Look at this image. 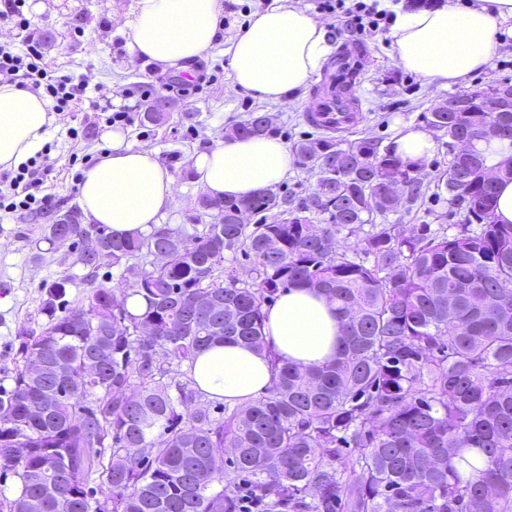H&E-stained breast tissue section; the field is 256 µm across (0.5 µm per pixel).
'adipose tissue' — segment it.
Masks as SVG:
<instances>
[{"label":"adipose tissue","mask_w":512,"mask_h":512,"mask_svg":"<svg viewBox=\"0 0 512 512\" xmlns=\"http://www.w3.org/2000/svg\"><path fill=\"white\" fill-rule=\"evenodd\" d=\"M221 0H136L129 55L175 72L219 40ZM512 37V0H442L433 8L397 11L391 37L405 72L448 88L488 71ZM330 52L327 29L300 0H274L253 12L225 49L236 91L279 103L307 87ZM52 123L47 101L12 83L0 84V170L19 167L42 149ZM107 153L82 171L79 204L90 222L124 235L150 231L170 203L175 178L151 151L110 134ZM391 145L418 163L435 150L432 136L398 125ZM294 158L271 136L231 137L197 155V181L214 198H244L279 183ZM266 351L228 342L200 354L190 375L211 398L244 407L272 387L267 350L305 366L335 358L341 341L336 311L324 295L301 288L277 293L265 309Z\"/></svg>","instance_id":"ef3b65f1"}]
</instances>
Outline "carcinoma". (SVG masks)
<instances>
[{
  "label": "carcinoma",
  "mask_w": 512,
  "mask_h": 512,
  "mask_svg": "<svg viewBox=\"0 0 512 512\" xmlns=\"http://www.w3.org/2000/svg\"><path fill=\"white\" fill-rule=\"evenodd\" d=\"M358 66L331 93L356 120ZM439 131L479 138L506 112H433ZM255 115L235 135H265ZM317 175L301 210L268 224L236 223L276 195L198 199L212 224L154 225L115 236L67 210L54 239L95 238L79 252L84 302L66 303L70 278L49 285L39 328H23V360L0 388V474L18 491L0 512H238V489L263 491L258 512H512V224L493 220L495 186L483 154L437 184L465 211L456 233L408 235L375 224L396 211L386 181L414 182L411 166L373 138L327 136L294 146ZM328 214L322 223L310 211ZM366 224L372 230L356 233ZM166 252L150 270L139 261ZM253 258L251 280L219 272L225 252ZM124 267L117 303L98 281L104 260ZM300 287L336 303V358L306 367L269 352L271 392L215 416L181 367L226 341L264 348V306ZM65 361L69 373L54 370Z\"/></svg>",
  "instance_id": "obj_1"
}]
</instances>
